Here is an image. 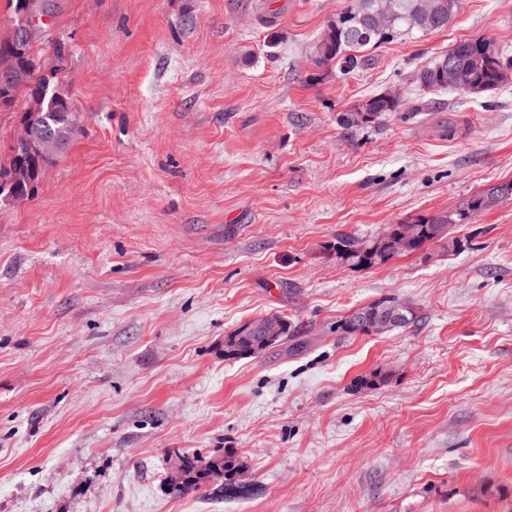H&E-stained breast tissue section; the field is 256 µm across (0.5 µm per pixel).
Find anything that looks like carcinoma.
<instances>
[{"instance_id":"1","label":"carcinoma","mask_w":512,"mask_h":512,"mask_svg":"<svg viewBox=\"0 0 512 512\" xmlns=\"http://www.w3.org/2000/svg\"><path fill=\"white\" fill-rule=\"evenodd\" d=\"M419 0H350L336 17L328 22L320 39L313 49V61L318 67L340 64L349 72L365 62L363 53L381 44L399 42L420 36H426L445 28L456 13L455 0H438L441 8L438 12L423 14L418 8ZM385 12L390 15L392 29L389 32L373 30L368 26L369 15ZM448 65H457L470 71L479 87L473 95L497 89L512 80V54L500 50L485 38L465 39L457 42L448 52L435 57L417 71V82L424 88L440 90L448 88L441 77L440 70ZM9 70L20 75L26 83V98L21 102L23 115L32 111V104L43 100V120L45 131L65 143H70L81 131L80 115L73 100L65 93H48V76L42 73L37 62L33 46L20 45L7 36L0 40V71ZM374 111L365 117L359 111L344 112L340 121L345 126L372 123L377 119L398 112L401 102H388L378 94L371 97ZM31 169V183L22 188L13 180V171L21 164ZM46 164L36 161L22 147L15 144L10 147L6 161H0V198L9 200L20 191L34 193ZM512 193L485 194L481 191L467 203L466 209L459 212L438 211L422 215L415 220L419 225V238L413 250L417 251L427 244L437 243L448 235L452 224H463L473 214L485 212L498 206ZM355 244L363 245L359 252L350 250ZM403 253L393 237L360 239L343 234L336 240V258L354 267H369L396 254ZM336 331L344 336L367 334L368 322H361L349 315L336 325ZM187 465L180 483L172 485V491L178 495L196 493L209 481L212 471L219 469L230 476L237 472L239 464L233 460L204 461L192 453L185 455Z\"/></svg>"}]
</instances>
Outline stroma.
Listing matches in <instances>:
<instances>
[{
	"label": "stroma",
	"instance_id": "35a3bbf8",
	"mask_svg": "<svg viewBox=\"0 0 512 512\" xmlns=\"http://www.w3.org/2000/svg\"><path fill=\"white\" fill-rule=\"evenodd\" d=\"M345 0H52L51 89L81 132L0 203V512H503L512 502V199L370 267L343 234L512 181V83L420 88L440 52L512 51V0L342 74L312 48ZM398 92L400 111L339 125ZM390 297L415 324L344 336ZM288 344L228 359L240 325ZM375 373V387L355 381ZM243 466L170 491L177 456ZM285 320V329L283 335V321L280 316L269 315L262 317L258 320L246 323L239 328V335L233 336L232 333L224 338V356L228 359H243L250 358L261 354L269 348L279 346L288 341L292 336L291 323L288 318L283 317ZM231 336L235 341H241L248 344L250 351L256 353L255 355H243L239 352V343L232 341ZM277 339V340H276ZM276 340V341H275ZM274 343L270 344L271 342ZM270 344V345H269ZM269 345V346H267ZM267 346V347H266ZM266 347L265 349H263ZM263 349L262 351H260ZM260 351V352H259Z\"/></svg>",
	"mask_w": 512,
	"mask_h": 512
}]
</instances>
